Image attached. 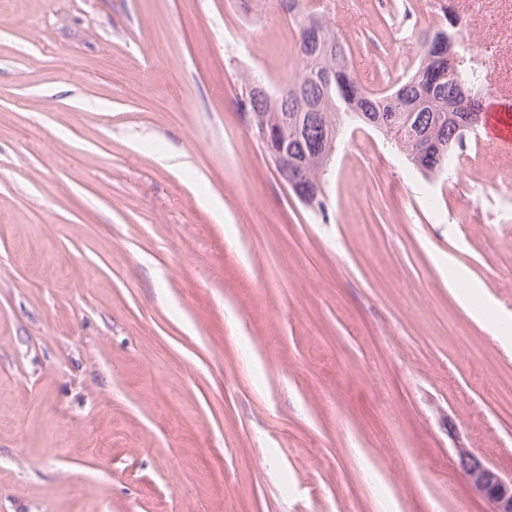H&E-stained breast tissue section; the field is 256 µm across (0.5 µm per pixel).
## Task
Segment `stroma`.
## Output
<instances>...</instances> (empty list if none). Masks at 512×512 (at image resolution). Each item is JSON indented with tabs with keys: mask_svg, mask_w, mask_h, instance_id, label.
<instances>
[{
	"mask_svg": "<svg viewBox=\"0 0 512 512\" xmlns=\"http://www.w3.org/2000/svg\"><path fill=\"white\" fill-rule=\"evenodd\" d=\"M449 2L512 103V0L326 18L380 89ZM284 20L0 0V512H483L456 447L512 475V150L426 178L349 123L312 211L241 107L298 71Z\"/></svg>",
	"mask_w": 512,
	"mask_h": 512,
	"instance_id": "1",
	"label": "stroma"
}]
</instances>
